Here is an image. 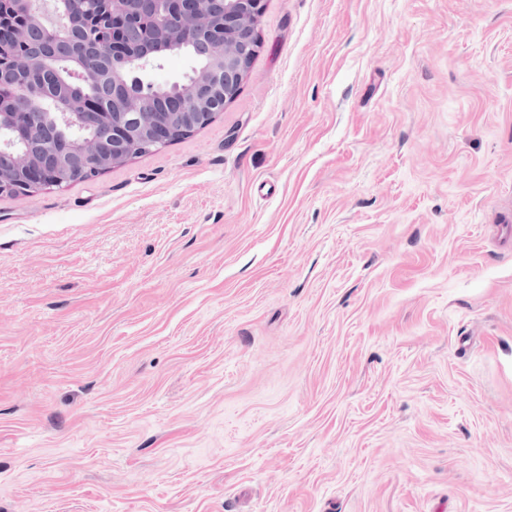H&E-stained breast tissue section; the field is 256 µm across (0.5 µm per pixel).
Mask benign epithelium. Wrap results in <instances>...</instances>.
I'll use <instances>...</instances> for the list:
<instances>
[{
  "label": "benign epithelium",
  "mask_w": 512,
  "mask_h": 512,
  "mask_svg": "<svg viewBox=\"0 0 512 512\" xmlns=\"http://www.w3.org/2000/svg\"><path fill=\"white\" fill-rule=\"evenodd\" d=\"M70 8L52 0L47 17L39 0H23L20 24H0V196H26L49 187L99 177L136 155L165 145L180 129L207 126L238 95L259 48L258 24L265 0H224L220 27L222 44L210 49L205 63L182 82L170 85L159 99L155 84L141 73L157 67L167 52L193 55L202 34L213 29V0H164V11L149 18L143 29L141 53L131 51L130 37L139 23L132 17L133 0H69ZM49 53L75 58L70 81L49 92L40 91L35 76L41 60L29 53L32 25ZM104 48L112 68V110L97 108V130L59 136L67 127L90 116L92 99L73 94L99 70ZM50 103L35 124L29 113Z\"/></svg>",
  "instance_id": "1"
}]
</instances>
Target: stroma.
I'll list each match as a JSON object with an SVG mask.
<instances>
[{"label":"stroma","mask_w":512,"mask_h":512,"mask_svg":"<svg viewBox=\"0 0 512 512\" xmlns=\"http://www.w3.org/2000/svg\"><path fill=\"white\" fill-rule=\"evenodd\" d=\"M236 98L0 196V512H512V0H266Z\"/></svg>","instance_id":"35a3bbf8"}]
</instances>
